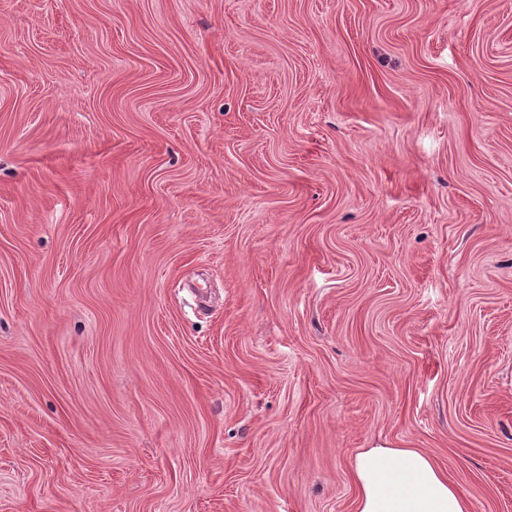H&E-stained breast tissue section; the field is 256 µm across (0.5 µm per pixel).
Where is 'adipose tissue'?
<instances>
[{
    "label": "adipose tissue",
    "mask_w": 512,
    "mask_h": 512,
    "mask_svg": "<svg viewBox=\"0 0 512 512\" xmlns=\"http://www.w3.org/2000/svg\"><path fill=\"white\" fill-rule=\"evenodd\" d=\"M351 477L354 512H469L458 485L419 448L385 442L360 449Z\"/></svg>",
    "instance_id": "adipose-tissue-1"
}]
</instances>
